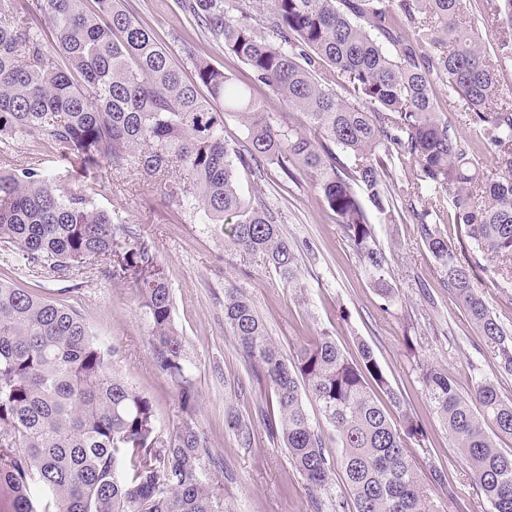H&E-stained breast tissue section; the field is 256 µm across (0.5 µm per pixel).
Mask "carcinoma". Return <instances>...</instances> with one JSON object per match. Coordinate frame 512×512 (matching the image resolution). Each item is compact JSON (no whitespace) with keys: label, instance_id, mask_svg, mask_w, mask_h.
Returning a JSON list of instances; mask_svg holds the SVG:
<instances>
[{"label":"carcinoma","instance_id":"1","mask_svg":"<svg viewBox=\"0 0 512 512\" xmlns=\"http://www.w3.org/2000/svg\"><path fill=\"white\" fill-rule=\"evenodd\" d=\"M84 2L0 0V144L41 138L71 168L55 180L35 167L0 173V250L18 251L27 270L66 282L92 270L132 280L153 365L176 390L181 421L161 430L151 399L112 371L117 350L81 313L22 287L19 269L0 267V496L12 512H233L223 484L198 478L208 466L222 480L233 476L197 425V389L155 242L92 204L103 167L167 178L170 195L203 213L224 249L262 257L296 292L299 258L278 213L259 195L245 198L239 179L261 181L271 166L285 183L306 179L387 302L394 288L368 206L389 217L393 198L406 200L448 291L497 346L501 371L512 374V336L491 315L477 275L485 260L512 280V107L503 104L483 36L458 23L462 0H268L259 18L246 0H189V20L302 113L299 128L279 123L205 60L195 62L196 80L185 81L122 0H97L94 11ZM40 16L60 62L47 55ZM327 67L345 78L351 96L319 80ZM439 81L490 145L492 171L439 109ZM226 116L244 127V140L225 138ZM399 166L415 177L398 184ZM450 211L473 247L468 257L441 230ZM224 333L253 378L273 391L275 404L259 409L266 434L288 449L310 489L339 470L354 512H445L454 490L438 471L426 482L409 455V443L424 436L415 417L404 413L396 424L375 400L374 386L402 406L368 345L350 361L324 332L288 359L252 302L229 287ZM422 380L493 512H512V453L497 446L512 439V401L488 379L467 395L432 367L422 368ZM305 391L336 436V458L303 407ZM226 421L250 447L251 425L231 412ZM35 485L47 494L42 505L32 499Z\"/></svg>","mask_w":512,"mask_h":512}]
</instances>
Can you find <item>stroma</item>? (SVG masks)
Returning <instances> with one entry per match:
<instances>
[{
  "label": "stroma",
  "instance_id": "stroma-1",
  "mask_svg": "<svg viewBox=\"0 0 512 512\" xmlns=\"http://www.w3.org/2000/svg\"><path fill=\"white\" fill-rule=\"evenodd\" d=\"M123 7L154 32L186 78L194 76L193 58H204L235 84L249 88L277 119L303 124L301 113L288 110L268 87L253 83L244 64L188 21L182 0H124ZM459 22L482 34L486 48H495L504 39L512 41V26L496 12L495 0H463ZM33 166L50 175L64 169L57 151L43 140L19 137L0 145V172ZM241 190L247 196L261 192L280 213L282 231L298 249L303 294L286 288L260 259L225 250L199 214L166 194L162 178L105 169L93 196L98 208L129 226L151 227L155 234L158 257L172 288L174 325L198 391V426L235 476L224 485V497L234 512H353V502L338 476L324 489L310 490L287 449L269 441L262 423H255L248 448L241 447L227 426L228 411L250 417L255 406L272 396L269 387L257 384L247 396L234 394L238 380L247 377V365L234 339L224 333L228 286L250 298L285 354L324 331L354 361L360 345H369L390 383V393L402 401L394 406L390 393L381 392L379 403L390 416L404 408L417 417L425 434L422 443H411L410 455L422 473L438 470L455 490L456 501L447 505V512H491L461 451L428 405L421 367L427 364L448 372L464 394L477 380H492L509 401L512 375L499 370L493 344L448 292L443 273L414 230L410 212L399 204L391 219L375 220L377 244L396 292L387 302L370 287L361 258L308 181L282 184L272 167L263 181H242ZM479 276L488 309L512 334V282L499 281L488 268ZM23 284L81 312L90 327L117 348L113 368L151 398L159 427L166 431L178 425L177 397L167 378L153 367L149 329L131 284L91 273L78 288L68 290L45 270L31 272Z\"/></svg>",
  "mask_w": 512,
  "mask_h": 512
}]
</instances>
